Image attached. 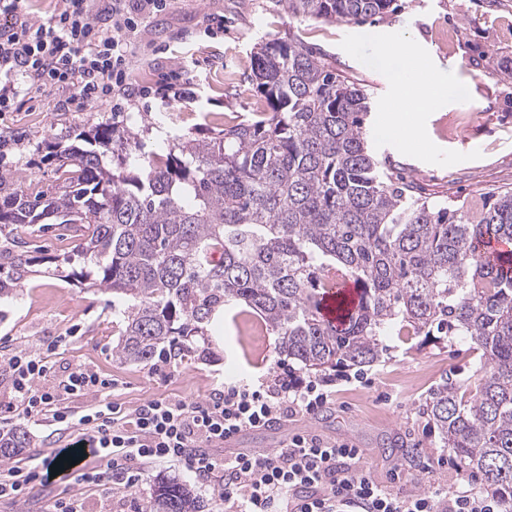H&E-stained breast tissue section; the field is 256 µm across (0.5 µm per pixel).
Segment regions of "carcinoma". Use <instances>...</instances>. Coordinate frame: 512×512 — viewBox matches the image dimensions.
I'll return each instance as SVG.
<instances>
[{
    "instance_id": "cac0c4a2",
    "label": "carcinoma",
    "mask_w": 512,
    "mask_h": 512,
    "mask_svg": "<svg viewBox=\"0 0 512 512\" xmlns=\"http://www.w3.org/2000/svg\"><path fill=\"white\" fill-rule=\"evenodd\" d=\"M312 21L385 16L392 0H272ZM250 80L267 109L163 155L106 122L52 153L58 184L0 178V298L31 273L18 230L64 224L76 245L70 276L112 293L113 357L135 364L196 337L235 301L279 336L281 354L323 375L382 356L400 325L414 336H460L480 351L473 393L443 380L426 414L443 447L483 489L512 503V191L476 210L416 198L381 169L366 132L362 89L298 39L262 43ZM347 276L360 299L337 327L320 313L327 282ZM31 446L0 434V459ZM145 512H203L185 484L157 480Z\"/></svg>"
}]
</instances>
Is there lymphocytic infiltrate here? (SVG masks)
I'll return each instance as SVG.
<instances>
[{
	"mask_svg": "<svg viewBox=\"0 0 512 512\" xmlns=\"http://www.w3.org/2000/svg\"><path fill=\"white\" fill-rule=\"evenodd\" d=\"M165 5L166 0H138L129 9L124 0H113L112 25L105 28L94 18L89 0H59L48 22L16 30L1 26L0 112L15 105L22 77L74 86L77 109L110 100L114 111H121L114 96L130 78L129 37L148 14ZM54 350L50 343L38 354H0V376L9 379L14 392L13 403L0 411V431L46 414L63 428L75 429V447L95 451L94 464L81 469L77 483L129 486L136 480L132 461L176 460L195 474L218 478L224 512H505L502 500L470 486L446 494L382 487L366 472L359 449L310 434L272 451L213 455L227 434L300 411L310 414L329 402L333 393L326 381L288 375L287 362H278L276 376L225 385L202 402L162 397L128 411L109 400L112 380L84 365L72 368L59 389L39 386L53 367L49 355ZM90 393L95 401L82 414L60 406L62 395Z\"/></svg>",
	"mask_w": 512,
	"mask_h": 512,
	"instance_id": "obj_1",
	"label": "lymphocytic infiltrate"
}]
</instances>
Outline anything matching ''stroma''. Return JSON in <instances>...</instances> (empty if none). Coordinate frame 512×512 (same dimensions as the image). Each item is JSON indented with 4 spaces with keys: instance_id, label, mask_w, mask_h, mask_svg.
Segmentation results:
<instances>
[{
    "instance_id": "35a3bbf8",
    "label": "stroma",
    "mask_w": 512,
    "mask_h": 512,
    "mask_svg": "<svg viewBox=\"0 0 512 512\" xmlns=\"http://www.w3.org/2000/svg\"><path fill=\"white\" fill-rule=\"evenodd\" d=\"M394 10L364 21L316 22L276 13L269 0H168L130 36L133 85L174 79L181 96L163 103L133 96L128 125L147 149L167 150L179 139H201L249 119L264 100L249 80L257 44L296 38L327 54L337 73L363 87L371 112L366 128L377 160L421 197L480 206L485 195L512 189V0H393ZM400 36L415 44V76L437 74L440 101L422 117L423 149L405 150L380 138L386 105L396 100L397 80L377 42ZM69 89L24 82L13 110L0 112V176H28L41 185L55 179L50 156L57 138L111 121L105 102L84 111L64 108ZM42 255L21 287L0 299V342L16 351L42 350L60 339L56 365L41 378L51 388L71 363L95 367L115 385L110 399L128 409L166 397L207 400L213 390L240 378L267 375L282 355L279 338L249 307L232 303L209 325L210 358L192 353L157 372L151 363L122 364L112 357V296L61 277L57 262L71 254L69 231L56 225L38 232ZM381 362L349 368L332 378L331 401L317 413L290 416L297 431L345 440L359 448L372 478L394 490L451 491L465 474L443 448L426 415L430 388L442 376L476 380L480 354L465 339L423 343L390 330ZM32 440L24 468L68 447L69 431H56L50 416L24 424ZM129 488H84L87 512H144L159 476L187 484L204 512H222L215 481H205L182 462L138 463ZM63 480L47 475L27 501L0 498V512H47Z\"/></svg>"
}]
</instances>
